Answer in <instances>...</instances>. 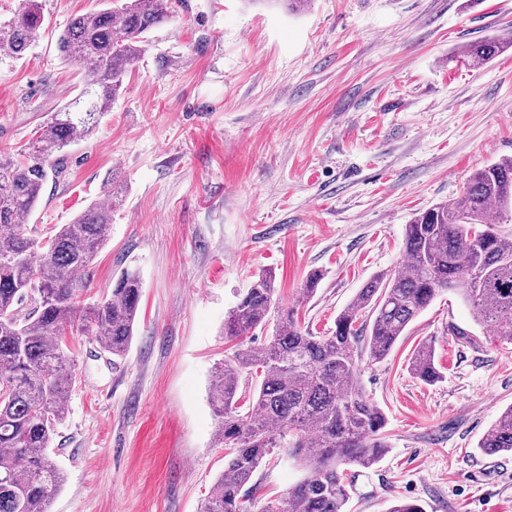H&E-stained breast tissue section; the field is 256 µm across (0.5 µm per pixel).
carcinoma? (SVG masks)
Returning <instances> with one entry per match:
<instances>
[{
  "mask_svg": "<svg viewBox=\"0 0 512 512\" xmlns=\"http://www.w3.org/2000/svg\"><path fill=\"white\" fill-rule=\"evenodd\" d=\"M169 0H125L73 17L57 38L60 57L92 79L67 107L52 113L42 134L20 157L0 154V512H48L63 474L49 454L67 413L74 364L66 334L88 333L123 356L134 336L141 282L126 270L111 294L83 307L79 275L87 272L111 231L112 207L122 201L113 179L105 200L43 237L28 230L55 152L91 136L110 112L142 52L143 35L169 17ZM39 0H18L0 23V49L22 58L43 25ZM512 51V33L472 41L464 56L481 67ZM512 210V158L472 174L462 195L418 213L405 225L404 263L365 283L336 317L335 330L315 336L292 313L279 315L260 348H243L213 375L211 402L224 472L201 512H250L245 486L275 448L304 469L278 512H345L361 469L388 452L383 412L357 382L358 361H381L441 291L457 292L473 322L512 342V232L501 220ZM474 225L492 234L474 240ZM477 268V288L464 285ZM271 272L260 274L224 318V336L264 329L277 308ZM412 372L426 384L442 379L430 341L417 348ZM477 448L512 452V405Z\"/></svg>",
  "mask_w": 512,
  "mask_h": 512,
  "instance_id": "carcinoma-1",
  "label": "carcinoma"
}]
</instances>
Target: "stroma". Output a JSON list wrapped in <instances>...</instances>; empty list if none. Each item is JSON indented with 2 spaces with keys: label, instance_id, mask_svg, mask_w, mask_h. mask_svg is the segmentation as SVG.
Segmentation results:
<instances>
[{
  "label": "stroma",
  "instance_id": "obj_1",
  "mask_svg": "<svg viewBox=\"0 0 512 512\" xmlns=\"http://www.w3.org/2000/svg\"><path fill=\"white\" fill-rule=\"evenodd\" d=\"M24 58L0 52V152L17 154L88 76L58 55L77 14L105 0H40ZM512 32V0H173L95 133L53 157L30 228L68 224L126 188L80 290L98 302L124 270L141 279L120 359L68 335L75 378L51 456L64 473L49 512H199L224 470L212 374L255 331L224 318L259 274L313 335L335 328L359 288L401 264L415 214L460 196L475 171L512 156V52L473 68L468 42ZM318 289H302L312 274ZM472 330L471 341L452 326ZM433 340L440 382L410 370ZM357 378L387 418L384 459L356 477L347 512H512V453L477 449L512 405V343L474 326L441 292ZM303 475L276 450L254 476L266 512Z\"/></svg>",
  "mask_w": 512,
  "mask_h": 512
}]
</instances>
